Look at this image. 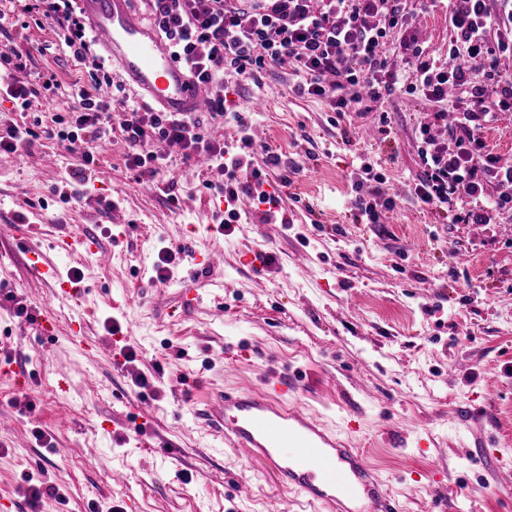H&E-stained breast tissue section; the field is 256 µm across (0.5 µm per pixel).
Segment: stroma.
<instances>
[{"label": "stroma", "mask_w": 512, "mask_h": 512, "mask_svg": "<svg viewBox=\"0 0 512 512\" xmlns=\"http://www.w3.org/2000/svg\"><path fill=\"white\" fill-rule=\"evenodd\" d=\"M400 6L418 20L425 56L445 61L448 0ZM16 8L0 0V50L29 52V72H53L60 84L31 111L0 114L29 127L66 109L72 85L90 77L51 31L14 25ZM297 81L286 65L257 83L224 74L239 114L207 124L208 138L231 150L249 137L255 166L268 148L287 161L284 224L255 223L242 199L240 223L219 230L204 186L218 180L216 167L200 170L176 145L152 182L128 169L119 136L92 143L98 161L76 183L79 153L47 133L0 153V223L22 218L35 231L0 237V284L15 295L0 300V348L11 356L10 377H0V499L16 512H312L266 462L227 446L210 416L224 388L294 370L291 399L364 450L402 512H512L502 492L512 470L498 467L512 462V210L459 224L456 215L480 211L484 198L460 195L445 211L417 199L425 97L399 89L340 120L327 100L294 94ZM365 164L398 197L377 224L351 211ZM94 196L114 208L88 205ZM73 234L110 250L111 265L57 252ZM213 247L222 270L184 304L191 252ZM36 249L63 277L79 273L78 302L32 276ZM258 249L269 261L247 263ZM165 253L173 261L162 283ZM20 303L28 316H17ZM47 317L56 325L48 339L37 334ZM78 325L80 340L71 336ZM127 345L136 356L122 365ZM140 376L148 387L136 385ZM145 397L153 405L142 412ZM481 448L494 459L472 464ZM32 484L57 492L33 507Z\"/></svg>", "instance_id": "obj_1"}]
</instances>
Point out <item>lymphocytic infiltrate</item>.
Instances as JSON below:
<instances>
[{"label":"lymphocytic infiltrate","mask_w":512,"mask_h":512,"mask_svg":"<svg viewBox=\"0 0 512 512\" xmlns=\"http://www.w3.org/2000/svg\"><path fill=\"white\" fill-rule=\"evenodd\" d=\"M154 26L203 87L212 89L211 119L223 118L228 110L224 91L215 89L219 72L232 71L247 80L269 67L289 64L305 79L295 86L300 96L329 100L337 117L358 111L364 99L379 100L393 94L395 75L385 74L383 46L399 38L410 56L412 78L407 93H421L432 102L428 124L422 125L424 169L414 193L424 204L447 208L454 195H487L493 209L512 205V163L506 162L486 144L479 131L496 113L512 112V76L497 64L512 56V0H499L491 10L489 0H453L449 22L456 38L448 60L435 65L425 60L422 49L409 31L411 19L400 13L396 0H148ZM24 13L35 15L39 27L51 28L76 62L110 75L98 61L84 17L76 0H27ZM22 52H0V98L28 110L39 91H56L51 74L28 80ZM467 99L465 109L449 113V95ZM72 105L52 118V133L61 142L75 146L83 137L92 141L120 133L128 146L127 164L139 174L156 177L165 158L153 149L156 141L180 145L184 159L200 155L225 156L220 167L226 210L221 229H229L239 214L236 204L250 194V172L240 155H226L223 146L206 138L200 120L150 108L128 107L125 98L108 100L90 94L84 87L71 90ZM126 114L120 127H113L111 114ZM454 119L459 132L456 152L430 135L433 125Z\"/></svg>","instance_id":"1"}]
</instances>
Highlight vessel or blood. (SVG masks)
Masks as SVG:
<instances>
[{"label": "vessel or blood", "instance_id": "vessel-or-blood-1", "mask_svg": "<svg viewBox=\"0 0 512 512\" xmlns=\"http://www.w3.org/2000/svg\"><path fill=\"white\" fill-rule=\"evenodd\" d=\"M135 0H79L102 59L146 105L184 115L206 111L208 96L172 54L154 26L135 9ZM59 248L92 256L107 265L110 256L88 235L62 237ZM32 274L53 294L79 299L81 286L63 278L43 256ZM290 380L270 375L263 388L227 390L213 411L225 443L266 461L283 487L330 512H399L366 456L347 447L303 406L285 402Z\"/></svg>", "mask_w": 512, "mask_h": 512}]
</instances>
